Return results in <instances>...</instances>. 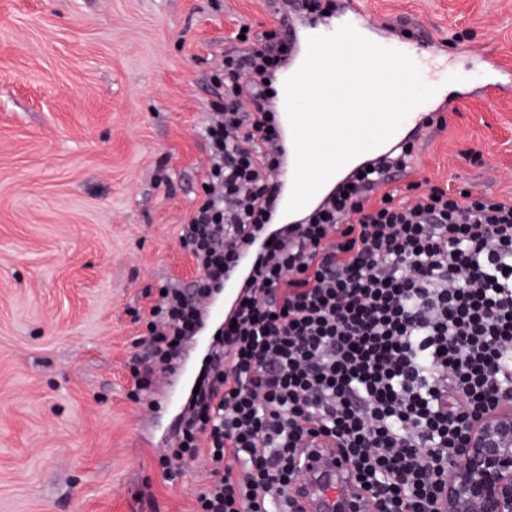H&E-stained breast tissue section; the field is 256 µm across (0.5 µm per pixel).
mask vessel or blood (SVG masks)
<instances>
[{"label": "vessel or blood", "mask_w": 512, "mask_h": 512, "mask_svg": "<svg viewBox=\"0 0 512 512\" xmlns=\"http://www.w3.org/2000/svg\"><path fill=\"white\" fill-rule=\"evenodd\" d=\"M345 25L351 26L361 36L372 41L376 38L380 23L369 15L363 0H340L336 12L325 18H288L284 27L288 32V41L293 47L288 72L297 71L303 63L309 37L330 35ZM388 47L408 55L420 69L447 55L444 42L424 32L414 39L389 41ZM470 65L482 71L483 82L473 87H451L443 80H433V97L416 107L406 117L388 140V147L392 148L415 138H425L428 133L426 117L443 111L449 97H480L489 100L512 93V69L502 65L494 50L484 48L473 51L470 55ZM237 287L236 280L225 281L223 288L212 296L204 311L202 326L195 340L194 355L185 358L170 376L166 395L155 402L154 411L157 416L180 412L186 395L196 380L199 366L211 348L214 331L224 320V301L234 296ZM318 470L319 479L310 488V512H346L348 500L341 468L330 463H322L319 464Z\"/></svg>", "instance_id": "obj_1"}]
</instances>
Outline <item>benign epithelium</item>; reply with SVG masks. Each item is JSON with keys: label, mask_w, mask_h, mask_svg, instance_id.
<instances>
[{"label": "benign epithelium", "mask_w": 512, "mask_h": 512, "mask_svg": "<svg viewBox=\"0 0 512 512\" xmlns=\"http://www.w3.org/2000/svg\"><path fill=\"white\" fill-rule=\"evenodd\" d=\"M462 456L440 488L441 512H512V404L464 428Z\"/></svg>", "instance_id": "benign-epithelium-1"}]
</instances>
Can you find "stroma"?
<instances>
[{"mask_svg":"<svg viewBox=\"0 0 512 512\" xmlns=\"http://www.w3.org/2000/svg\"><path fill=\"white\" fill-rule=\"evenodd\" d=\"M369 2L512 66V0ZM274 25L265 0H0V512H193L205 469L162 473L125 364L148 289L197 276L210 72ZM446 120L419 175L512 196V97Z\"/></svg>","mask_w":512,"mask_h":512,"instance_id":"1","label":"stroma"}]
</instances>
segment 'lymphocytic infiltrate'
<instances>
[{"label": "lymphocytic infiltrate", "mask_w": 512, "mask_h": 512, "mask_svg": "<svg viewBox=\"0 0 512 512\" xmlns=\"http://www.w3.org/2000/svg\"><path fill=\"white\" fill-rule=\"evenodd\" d=\"M288 57L257 34L211 77L208 189L178 233L198 276L152 291L132 394L176 368L206 300L250 258L162 472L204 463L195 512H305L307 460L330 451L355 512L378 489L382 512H438L459 424L512 382V199L427 178L390 188L415 157L409 142L347 173L304 223L276 225L281 131L267 91Z\"/></svg>", "instance_id": "obj_1"}]
</instances>
